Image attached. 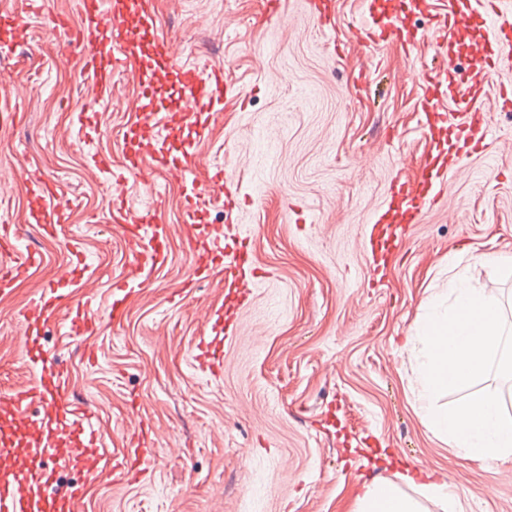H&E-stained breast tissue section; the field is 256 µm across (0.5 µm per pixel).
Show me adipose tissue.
Instances as JSON below:
<instances>
[{
	"label": "adipose tissue",
	"instance_id": "obj_1",
	"mask_svg": "<svg viewBox=\"0 0 512 512\" xmlns=\"http://www.w3.org/2000/svg\"><path fill=\"white\" fill-rule=\"evenodd\" d=\"M442 512H459L461 496L447 481L424 478L406 471L400 482L376 480L363 484L356 493L351 512H428V503Z\"/></svg>",
	"mask_w": 512,
	"mask_h": 512
}]
</instances>
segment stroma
Masks as SVG:
<instances>
[{
    "instance_id": "stroma-1",
    "label": "stroma",
    "mask_w": 512,
    "mask_h": 512,
    "mask_svg": "<svg viewBox=\"0 0 512 512\" xmlns=\"http://www.w3.org/2000/svg\"><path fill=\"white\" fill-rule=\"evenodd\" d=\"M148 2L182 63L223 68L234 84L209 115L196 164L200 176H231L240 203L199 208L197 235L209 245L214 226H240L227 250L246 248L267 277L236 335L225 336L224 261L199 271L180 231L185 185L148 158L151 183L129 174L127 205L161 209L164 259L118 317L71 335L85 302L111 307L130 260L109 186L139 119L140 88L119 66L118 94L94 111L81 55L51 32L55 15L81 27L77 0H0V13L24 16L23 26L0 29L11 66L0 73V227L14 249L43 257L0 292V395L39 378L21 329L53 286L59 304L41 345L87 403L98 448L122 458L139 423L153 429L154 463L140 480L59 471L61 482L85 485L78 512H350L357 481L395 482L407 468L448 476L464 493L463 512H512V459L462 460L423 424L413 376L420 348L406 342L426 299L460 267L512 314V273L474 261L512 255V110L498 100L512 58L489 84L494 140L398 231L379 268L362 245L365 228L432 150L421 75L443 59L410 41L430 28L439 0H377L379 11H399L404 30L367 50L351 32L365 0H328L329 27L302 0H283L277 17L266 0ZM40 177L72 207L50 238L27 219ZM69 263L78 277L59 282ZM204 339L220 344L222 374L196 362Z\"/></svg>"
}]
</instances>
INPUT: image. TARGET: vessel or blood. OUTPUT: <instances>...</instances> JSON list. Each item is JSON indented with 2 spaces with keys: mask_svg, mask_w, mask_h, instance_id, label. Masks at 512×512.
Returning a JSON list of instances; mask_svg holds the SVG:
<instances>
[{
  "mask_svg": "<svg viewBox=\"0 0 512 512\" xmlns=\"http://www.w3.org/2000/svg\"><path fill=\"white\" fill-rule=\"evenodd\" d=\"M80 10L88 26L80 31H71L68 24H61L59 33L63 38H77L83 44L84 70L98 90L100 97L111 96L112 73L119 59L134 62L146 74L141 83L145 92L171 87L175 94L166 106L167 111L182 113L187 125L204 129L207 114L223 94L224 75L215 69H204L185 65L168 49L166 39L157 37L152 21L136 19L133 0H80ZM404 28L400 16L382 18L381 22H370L359 26L358 36L363 44L377 45L400 36ZM424 42L435 43L443 53L450 55L453 45H465L469 50L468 67L457 73L447 67L434 70L423 77L428 91L421 102L428 123L454 134L459 146L454 161L432 156L426 165L415 189L406 191L401 202H389L384 218L370 224L369 241L372 249L389 251L393 237L390 224H402L412 212H422L434 202L432 179L439 175L452 174L463 157L477 151L488 138L491 128L482 121L484 103L488 93L489 77L499 68L504 42L512 40V0H445L442 11L433 25L424 33ZM462 80L468 84L470 95L457 111H447L438 97L439 89L446 83ZM153 156L156 165L173 169L181 177L193 173V158L190 154L180 156L156 150L153 142L131 141L125 167L134 173H143L144 159ZM194 192L186 201V218L194 220L198 206L197 194L204 189H219L226 201H233L237 186L229 177L214 174L207 183H194ZM43 198L51 205L49 214L39 218L43 234L52 235L55 226L61 223L69 203L58 186L41 182ZM113 199L118 202L117 213L122 222L130 224L161 223V211L152 208L130 213L125 209V180L113 177L111 183ZM162 258L158 237H137L132 241L131 260L124 278L114 281L113 308H120L122 295L130 283L141 278L143 273L156 266ZM40 261L35 253L15 256L10 248L0 249V284L10 285L17 277L27 273ZM56 291L47 289L43 304L28 316L23 332L24 342H33L39 326L49 321L56 309ZM42 379L32 397L40 407L38 414H30L24 404V396H0V464L9 473L0 481V512H72L82 496L80 484L61 486L57 479V466L66 462L86 473L98 471L99 461L92 444L83 440L85 430L74 419L72 404L64 395L65 378L55 359L41 355ZM42 440L39 448L24 447L26 438ZM133 455H127L118 466L124 475H139L147 472L153 451L145 430H138L134 438Z\"/></svg>",
  "mask_w": 512,
  "mask_h": 512,
  "instance_id": "b4317fda",
  "label": "vessel or blood"
}]
</instances>
